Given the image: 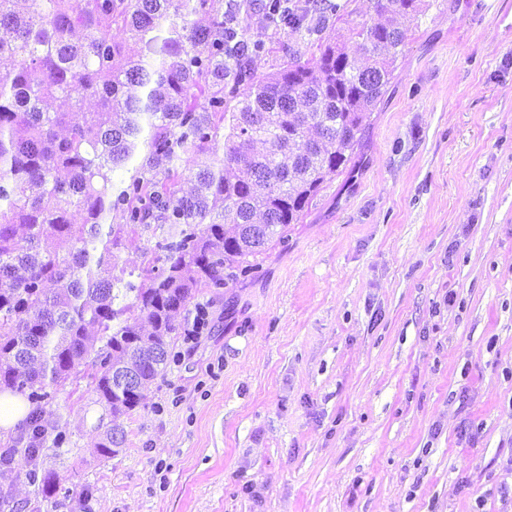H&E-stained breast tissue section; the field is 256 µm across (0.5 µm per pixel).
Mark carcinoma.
<instances>
[{
  "label": "carcinoma",
  "mask_w": 512,
  "mask_h": 512,
  "mask_svg": "<svg viewBox=\"0 0 512 512\" xmlns=\"http://www.w3.org/2000/svg\"><path fill=\"white\" fill-rule=\"evenodd\" d=\"M394 2L418 19L421 0ZM17 3L0 0V390L30 411L0 464L24 467L49 498L59 477L37 461L69 443L42 424L58 394L83 366L104 411L140 404L197 286L256 276L253 258L285 241L350 166L408 29L375 0L378 21L260 75L265 41L248 23L251 0ZM262 9L276 28L305 18L288 0ZM88 96L97 109L70 123ZM219 137L221 157L209 150ZM186 179L197 183L190 195ZM143 233L156 238L153 255L120 260L123 241ZM63 281L64 293L49 288ZM123 442L114 425L94 453L110 458Z\"/></svg>",
  "instance_id": "1"
}]
</instances>
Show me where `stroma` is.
<instances>
[{
  "mask_svg": "<svg viewBox=\"0 0 512 512\" xmlns=\"http://www.w3.org/2000/svg\"><path fill=\"white\" fill-rule=\"evenodd\" d=\"M423 2L351 176L198 288L117 456L87 380L61 393L59 494L2 465L0 512H512V0ZM298 5L253 6L258 73L315 53ZM289 0H267L262 4V9L266 15L269 25L273 27L280 26H298L303 23L305 15L288 9ZM124 442V431L112 424V427L105 431L104 437L97 448H94L96 456L110 458L119 452Z\"/></svg>",
  "mask_w": 512,
  "mask_h": 512,
  "instance_id": "stroma-1",
  "label": "stroma"
}]
</instances>
